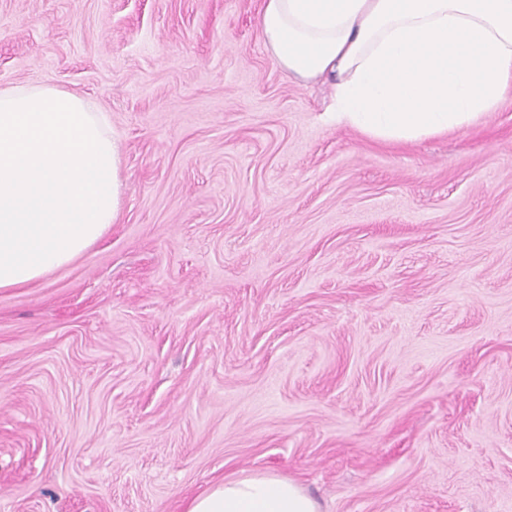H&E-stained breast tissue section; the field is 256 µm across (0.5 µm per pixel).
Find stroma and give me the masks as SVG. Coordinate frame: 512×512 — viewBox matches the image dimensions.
Masks as SVG:
<instances>
[{
  "mask_svg": "<svg viewBox=\"0 0 512 512\" xmlns=\"http://www.w3.org/2000/svg\"><path fill=\"white\" fill-rule=\"evenodd\" d=\"M263 0H0V86L121 136L117 224L0 291V512H183L274 471L321 512H512V96L322 125Z\"/></svg>",
  "mask_w": 512,
  "mask_h": 512,
  "instance_id": "obj_1",
  "label": "stroma"
}]
</instances>
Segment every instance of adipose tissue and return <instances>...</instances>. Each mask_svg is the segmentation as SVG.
<instances>
[{"instance_id":"adipose-tissue-1","label":"adipose tissue","mask_w":512,"mask_h":512,"mask_svg":"<svg viewBox=\"0 0 512 512\" xmlns=\"http://www.w3.org/2000/svg\"><path fill=\"white\" fill-rule=\"evenodd\" d=\"M261 40L295 81L331 82L323 123L387 142L466 128L512 90V0H263ZM118 137L107 113L48 85L0 87V290L39 282L115 224ZM184 512H320L296 481L217 482Z\"/></svg>"}]
</instances>
